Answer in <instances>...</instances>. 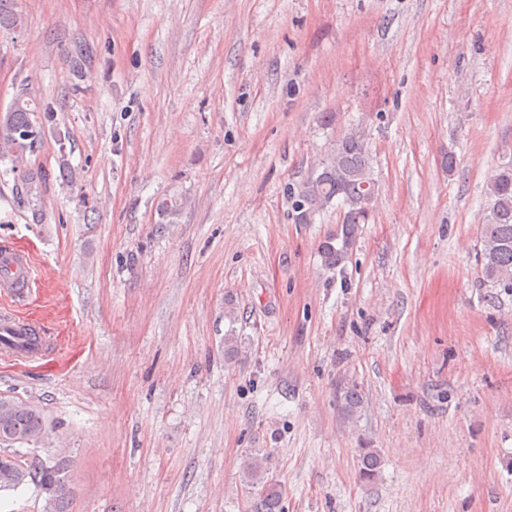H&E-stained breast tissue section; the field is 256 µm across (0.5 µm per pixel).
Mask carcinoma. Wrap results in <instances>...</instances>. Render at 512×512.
Listing matches in <instances>:
<instances>
[{
	"mask_svg": "<svg viewBox=\"0 0 512 512\" xmlns=\"http://www.w3.org/2000/svg\"><path fill=\"white\" fill-rule=\"evenodd\" d=\"M18 26L22 17L13 10V0H0V25ZM51 111L46 104L39 108L19 93L10 107L0 113V154L13 158L14 170L24 167V157L41 135L36 112ZM320 173L306 178L289 189L293 218L297 224H310L315 216L340 204L344 212L336 230L324 237L319 252L328 270H342L359 235L361 225L368 223L380 187L372 174L371 157L364 132L352 129L336 144L320 163ZM490 206L480 227L479 261L483 282L492 288L512 292V168L495 173L487 183ZM364 404L357 384L342 389L340 407L343 414L354 418ZM47 434L38 409L9 399H0V436L21 443L37 444ZM6 457L0 455V491L16 489L32 483L45 494V512H67L71 491L66 479V464L49 461L37 468L20 459L19 450ZM359 469L365 479L378 473L381 455L376 448H360ZM244 471L247 482L261 485L253 504L254 512H284L275 484L264 479L263 459L246 457Z\"/></svg>",
	"mask_w": 512,
	"mask_h": 512,
	"instance_id": "cac0c4a2",
	"label": "carcinoma"
}]
</instances>
